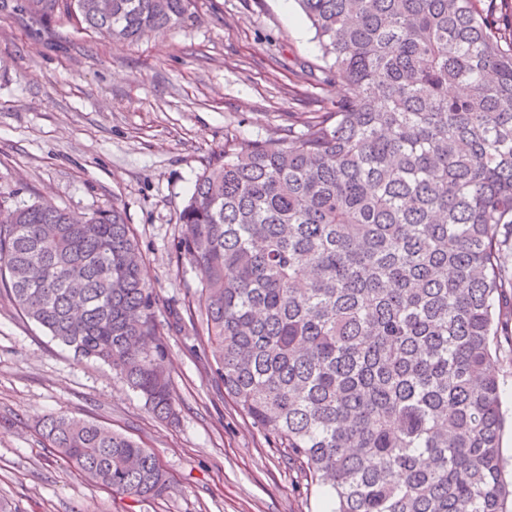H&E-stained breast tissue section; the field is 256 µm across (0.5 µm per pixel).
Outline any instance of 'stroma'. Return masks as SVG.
<instances>
[{
    "label": "stroma",
    "instance_id": "1",
    "mask_svg": "<svg viewBox=\"0 0 512 512\" xmlns=\"http://www.w3.org/2000/svg\"><path fill=\"white\" fill-rule=\"evenodd\" d=\"M300 9L279 0H197L194 19L113 43L66 14L0 11V193L84 216L117 207L143 277L188 310L197 281L177 264V219L226 141L288 135L289 113L328 112L336 85ZM179 419H157L111 365L75 358L0 293V512H319L287 449L224 395L206 339L163 336ZM92 420L152 449L173 489L121 498L49 448L47 415Z\"/></svg>",
    "mask_w": 512,
    "mask_h": 512
}]
</instances>
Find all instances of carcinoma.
I'll return each mask as SVG.
<instances>
[{"label": "carcinoma", "instance_id": "carcinoma-1", "mask_svg": "<svg viewBox=\"0 0 512 512\" xmlns=\"http://www.w3.org/2000/svg\"><path fill=\"white\" fill-rule=\"evenodd\" d=\"M341 96L288 139L231 140L178 215L196 335L224 393L281 442L330 512H512L496 313L512 304V26L480 0H297ZM135 42L196 0H22ZM0 286L74 355L177 419L117 207L82 219L0 197ZM154 346H149V343ZM38 432L115 495L171 492L154 452L95 422Z\"/></svg>", "mask_w": 512, "mask_h": 512}]
</instances>
